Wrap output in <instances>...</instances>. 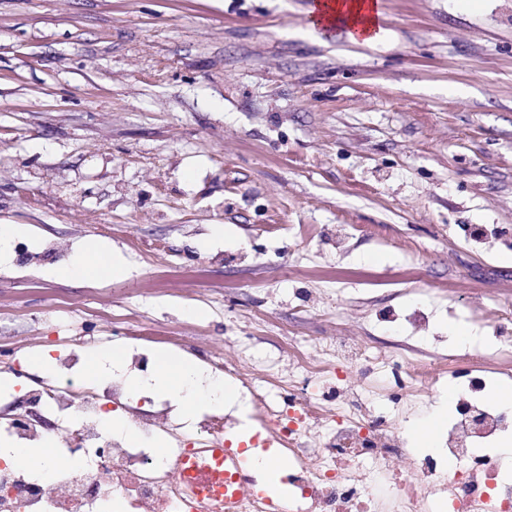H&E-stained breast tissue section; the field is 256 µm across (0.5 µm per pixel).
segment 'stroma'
Returning <instances> with one entry per match:
<instances>
[{
	"mask_svg": "<svg viewBox=\"0 0 512 512\" xmlns=\"http://www.w3.org/2000/svg\"><path fill=\"white\" fill-rule=\"evenodd\" d=\"M315 0H0V380L68 343L182 355L241 378L327 338L437 359L512 336V0H377L382 38ZM85 241L125 256L64 280ZM430 314L413 323L414 308Z\"/></svg>",
	"mask_w": 512,
	"mask_h": 512,
	"instance_id": "1",
	"label": "stroma"
}]
</instances>
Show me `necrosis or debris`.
<instances>
[{
  "instance_id": "4bbe7bcc",
  "label": "necrosis or debris",
  "mask_w": 512,
  "mask_h": 512,
  "mask_svg": "<svg viewBox=\"0 0 512 512\" xmlns=\"http://www.w3.org/2000/svg\"><path fill=\"white\" fill-rule=\"evenodd\" d=\"M82 361L74 350L60 358L57 383L30 389L34 420L0 422V441L35 445L48 440L53 454L70 459L48 476L0 464V512H109L121 503L124 512H512V478L502 477L497 455L485 444L512 433V411L487 406L476 398L485 388L475 377L462 387L465 400L458 419L441 428L439 458L408 456L404 439L386 405L371 397L369 385L336 386V400L310 397L315 381L335 379V363L295 357L302 388L280 405L277 378L250 384L260 405V426L292 459L285 481L288 498L275 508L260 486L257 471L247 467L234 481V507L224 503L227 478L202 450L223 443L237 420L211 413L197 422L193 437L180 439L165 456L152 448L116 440L109 423L110 405L131 408L135 395L119 381L106 387L74 376ZM327 435L312 445L311 424ZM408 457L405 467L394 461ZM452 459L453 470L441 467ZM372 470V482L359 466Z\"/></svg>"
}]
</instances>
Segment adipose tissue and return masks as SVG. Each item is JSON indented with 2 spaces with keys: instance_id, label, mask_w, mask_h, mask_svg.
<instances>
[{
  "instance_id": "ef3b65f1",
  "label": "adipose tissue",
  "mask_w": 512,
  "mask_h": 512,
  "mask_svg": "<svg viewBox=\"0 0 512 512\" xmlns=\"http://www.w3.org/2000/svg\"><path fill=\"white\" fill-rule=\"evenodd\" d=\"M374 9L370 0H317L315 5L319 23L328 26L344 23L350 40L354 42H371L378 38ZM80 253L81 260L56 269L57 278H113L125 272L122 258L113 252L85 244L81 246ZM154 387L161 396L176 400L183 414L189 418L221 409L236 398L232 384L212 377L196 363L174 356L165 359L163 371L155 376Z\"/></svg>"
}]
</instances>
